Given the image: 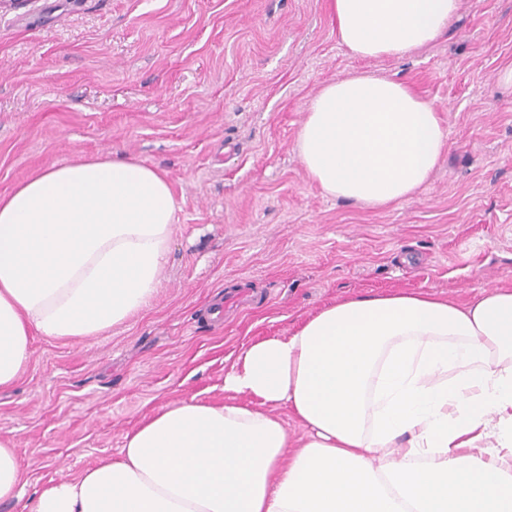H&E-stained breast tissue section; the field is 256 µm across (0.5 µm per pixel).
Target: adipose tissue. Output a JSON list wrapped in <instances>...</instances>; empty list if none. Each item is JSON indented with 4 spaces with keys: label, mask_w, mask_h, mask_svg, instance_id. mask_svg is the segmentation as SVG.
Segmentation results:
<instances>
[{
    "label": "adipose tissue",
    "mask_w": 512,
    "mask_h": 512,
    "mask_svg": "<svg viewBox=\"0 0 512 512\" xmlns=\"http://www.w3.org/2000/svg\"><path fill=\"white\" fill-rule=\"evenodd\" d=\"M460 4L330 0L359 59L435 43ZM296 149L327 195L382 209L420 192L449 143L406 83L349 73L309 100ZM178 211L166 172L112 152L0 195V390L20 381L33 336H101L149 305ZM21 489L19 452L0 439V502ZM31 512H512V289L326 305L245 345L223 402L143 418L115 457L50 479Z\"/></svg>",
    "instance_id": "1"
}]
</instances>
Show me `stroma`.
Masks as SVG:
<instances>
[{
	"mask_svg": "<svg viewBox=\"0 0 512 512\" xmlns=\"http://www.w3.org/2000/svg\"><path fill=\"white\" fill-rule=\"evenodd\" d=\"M512 0H462L437 43L350 57L328 0H8L0 6V193L108 151L164 170L178 224L149 307L112 332L34 337L0 391L30 512L57 468L116 455L143 417L224 399L242 346L347 296L512 287ZM434 103L452 145L412 200L327 196L295 149L305 105L349 72Z\"/></svg>",
	"mask_w": 512,
	"mask_h": 512,
	"instance_id": "stroma-1",
	"label": "stroma"
}]
</instances>
